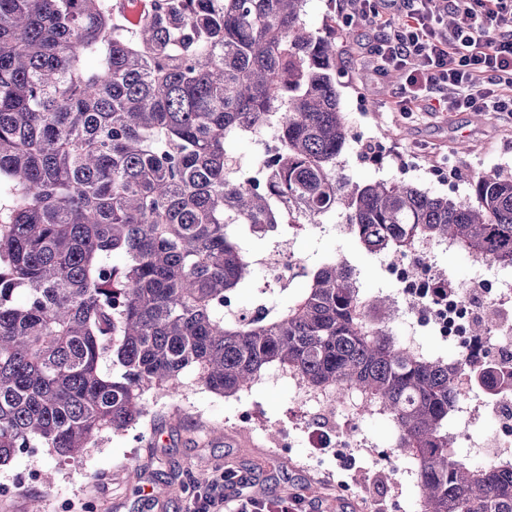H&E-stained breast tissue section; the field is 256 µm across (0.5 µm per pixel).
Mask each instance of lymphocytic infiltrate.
Here are the masks:
<instances>
[{"instance_id": "f902f5d3", "label": "lymphocytic infiltrate", "mask_w": 512, "mask_h": 512, "mask_svg": "<svg viewBox=\"0 0 512 512\" xmlns=\"http://www.w3.org/2000/svg\"><path fill=\"white\" fill-rule=\"evenodd\" d=\"M343 13L346 28L378 35L365 64L376 75L397 72L403 92L396 111L437 103L443 112L512 113V0H384ZM455 13L445 29L441 19Z\"/></svg>"}]
</instances>
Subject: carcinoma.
Instances as JSON below:
<instances>
[{"label": "carcinoma", "instance_id": "carcinoma-1", "mask_svg": "<svg viewBox=\"0 0 512 512\" xmlns=\"http://www.w3.org/2000/svg\"><path fill=\"white\" fill-rule=\"evenodd\" d=\"M307 2L0 0V466L28 448L77 462L190 373L229 397L275 366L392 418L420 512H512V465L471 466L448 434L459 379L494 370L406 350L348 259L307 267L285 306L224 316L240 289L267 293L248 244L283 224L512 266V173H472L456 198L350 181L342 57ZM268 126L267 175L247 179L234 149Z\"/></svg>", "mask_w": 512, "mask_h": 512}]
</instances>
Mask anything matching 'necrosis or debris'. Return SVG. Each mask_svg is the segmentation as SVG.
I'll return each mask as SVG.
<instances>
[{
	"label": "necrosis or debris",
	"instance_id": "obj_1",
	"mask_svg": "<svg viewBox=\"0 0 512 512\" xmlns=\"http://www.w3.org/2000/svg\"><path fill=\"white\" fill-rule=\"evenodd\" d=\"M450 241H439L414 248V257L421 265L416 275H409L407 264L386 259V272L397 288L391 297V320L406 323L401 342L418 349V337L435 333L442 341L454 344L465 352L475 367L492 364L503 372H512V278L490 283L483 275L466 282H452L448 292H439L442 271L435 258L451 249ZM280 286L287 287L304 277L306 261L292 249H276L259 258ZM489 324L483 335L473 333L477 321ZM459 399L451 417L456 436L467 438L478 455L490 463L512 460V383L494 390L475 385L470 379L459 383ZM488 415L498 424V431L478 438L471 429L480 415Z\"/></svg>",
	"mask_w": 512,
	"mask_h": 512
}]
</instances>
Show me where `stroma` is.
<instances>
[{
    "instance_id": "stroma-1",
    "label": "stroma",
    "mask_w": 512,
    "mask_h": 512,
    "mask_svg": "<svg viewBox=\"0 0 512 512\" xmlns=\"http://www.w3.org/2000/svg\"><path fill=\"white\" fill-rule=\"evenodd\" d=\"M338 0H309L307 22L336 32L343 63L337 88L349 125L345 172L352 181L403 179L452 198L465 195L464 174L512 172V117L502 112H395L401 79L378 76L359 57L372 40L367 28L340 30ZM297 253L313 263L342 255L361 269L368 296L389 293L394 283L344 227L298 235ZM295 382L261 378L231 397L188 382L182 394L150 397L149 413L124 435H103L74 468L49 452L37 464L55 474L0 496V512H27L37 496L44 512L67 500L70 512H188L207 492L271 502L283 497L313 501L319 512H418L420 490L414 460L394 445L392 421L383 414L341 413L351 445L317 451L296 425ZM179 421H170L172 411ZM288 433L293 447H274L271 431ZM231 471L242 484L214 486Z\"/></svg>"
}]
</instances>
